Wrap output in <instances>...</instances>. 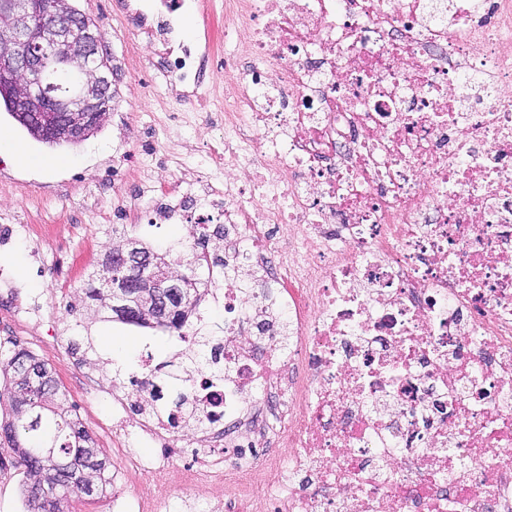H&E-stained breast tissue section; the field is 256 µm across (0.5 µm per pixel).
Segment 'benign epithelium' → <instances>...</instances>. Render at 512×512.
I'll return each mask as SVG.
<instances>
[{"mask_svg": "<svg viewBox=\"0 0 512 512\" xmlns=\"http://www.w3.org/2000/svg\"><path fill=\"white\" fill-rule=\"evenodd\" d=\"M76 20L67 0H0V93L17 119L50 144L85 140L108 114L103 98L111 73L98 60L102 34L89 22L76 29ZM115 255L140 269V287L150 289L148 301L164 317L183 275L132 242Z\"/></svg>", "mask_w": 512, "mask_h": 512, "instance_id": "obj_1", "label": "benign epithelium"}]
</instances>
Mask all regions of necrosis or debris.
Wrapping results in <instances>:
<instances>
[{"instance_id":"4bbe7bcc","label":"necrosis or debris","mask_w":512,"mask_h":512,"mask_svg":"<svg viewBox=\"0 0 512 512\" xmlns=\"http://www.w3.org/2000/svg\"><path fill=\"white\" fill-rule=\"evenodd\" d=\"M112 11L223 132L148 203L223 225L175 335L224 327L182 396L147 354L113 391L114 442L161 447L136 471L190 434L224 512H512V0Z\"/></svg>"}]
</instances>
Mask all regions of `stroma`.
<instances>
[{
    "mask_svg": "<svg viewBox=\"0 0 512 512\" xmlns=\"http://www.w3.org/2000/svg\"><path fill=\"white\" fill-rule=\"evenodd\" d=\"M75 5L100 28L108 53L126 52L128 35L112 14V0H75ZM162 110L187 113L191 123L160 126L153 117ZM1 132L7 141L0 144V158L8 167L0 171V204L26 215L30 233L0 245V293L8 297L0 304V341L18 343L53 369L68 406L110 463L125 468L132 459L154 456V443L144 439L130 448L113 447L111 392L137 368L143 348L156 359H168L178 349L175 338L81 315L76 308L84 282L96 274L105 249L114 243L105 229L119 221L116 184L129 156L211 141L205 115L135 72L100 130L78 145L37 142L4 111ZM14 144L24 148V161L15 160ZM33 300L43 304L44 316L17 322L15 306ZM84 335L92 336L94 353L65 350L66 337ZM183 469V461L170 462L163 481L149 476L118 481L95 502L69 500L64 512H113L114 498L139 496L146 499L144 512H217L204 480L186 478Z\"/></svg>",
    "mask_w": 512,
    "mask_h": 512,
    "instance_id": "obj_1",
    "label": "stroma"
}]
</instances>
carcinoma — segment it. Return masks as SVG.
I'll return each mask as SVG.
<instances>
[{"label":"carcinoma","instance_id":"carcinoma-1","mask_svg":"<svg viewBox=\"0 0 512 512\" xmlns=\"http://www.w3.org/2000/svg\"><path fill=\"white\" fill-rule=\"evenodd\" d=\"M215 241L210 253L212 264L224 266V225L206 235L204 244ZM172 265L184 268L182 301L176 303L165 321L160 322L147 309L125 314L112 311V275L120 272V260L113 252L105 254L98 276L85 287L84 308L99 313L109 311L122 323L138 327L178 329L199 302L198 270L203 263L187 249L171 258L173 247L143 246ZM0 374L10 389V412L0 420V457L7 454L23 467L21 494L29 512H63L61 504L80 488L91 487L94 497L105 495L112 486L110 462L95 441L64 407L52 369L31 351L0 349Z\"/></svg>","mask_w":512,"mask_h":512}]
</instances>
